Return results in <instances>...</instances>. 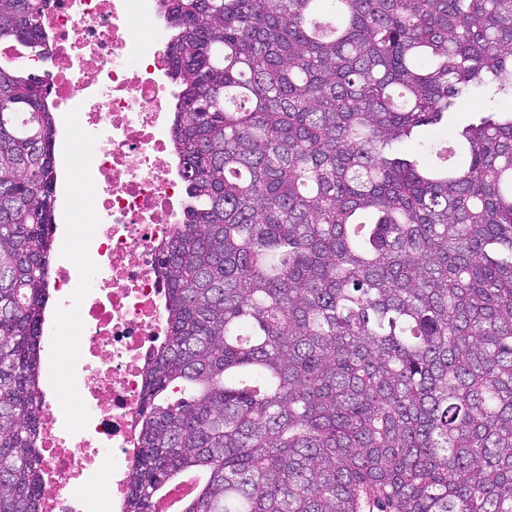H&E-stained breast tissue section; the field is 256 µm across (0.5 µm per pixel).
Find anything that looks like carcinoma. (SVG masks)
Masks as SVG:
<instances>
[{"label": "carcinoma", "mask_w": 512, "mask_h": 512, "mask_svg": "<svg viewBox=\"0 0 512 512\" xmlns=\"http://www.w3.org/2000/svg\"><path fill=\"white\" fill-rule=\"evenodd\" d=\"M45 0H0L40 56ZM189 208L125 512H512V0H160ZM487 90L429 160L398 146ZM32 120V131L19 116ZM59 118L0 68V512H40ZM489 97L488 94H478L460 98L456 112L453 113V120L459 122L468 119L476 112H488L489 107L494 103Z\"/></svg>", "instance_id": "carcinoma-1"}]
</instances>
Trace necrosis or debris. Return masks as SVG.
<instances>
[{"mask_svg": "<svg viewBox=\"0 0 512 512\" xmlns=\"http://www.w3.org/2000/svg\"><path fill=\"white\" fill-rule=\"evenodd\" d=\"M41 30L48 57L25 61L61 115L59 222L81 251L53 278L68 325L51 314L42 328L48 373L67 389L41 402L40 512H125L144 375L167 330L155 257L187 204L172 28L158 0H47Z\"/></svg>", "mask_w": 512, "mask_h": 512, "instance_id": "4bbe7bcc", "label": "necrosis or debris"}]
</instances>
